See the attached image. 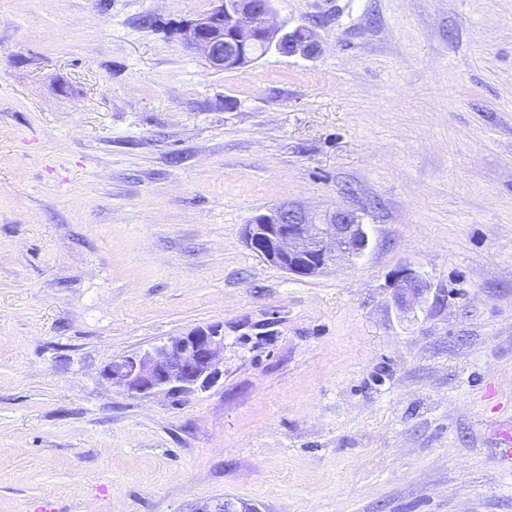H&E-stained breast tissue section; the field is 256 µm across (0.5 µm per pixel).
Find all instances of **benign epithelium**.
Wrapping results in <instances>:
<instances>
[{"label": "benign epithelium", "instance_id": "obj_1", "mask_svg": "<svg viewBox=\"0 0 512 512\" xmlns=\"http://www.w3.org/2000/svg\"><path fill=\"white\" fill-rule=\"evenodd\" d=\"M274 13L270 0H214L208 13L182 29V39L220 70L254 63L272 51L306 58L320 52L312 32L299 39L300 27L276 22ZM244 237L261 259L301 278L316 276L340 261L353 262L369 247L366 225L357 210L315 212L288 201L255 216ZM392 287L397 304L405 308L424 296L430 285L416 271L403 268ZM223 353L222 327H195L159 347L112 360L105 375L131 395L164 390L191 393L220 381ZM194 512L260 510L253 504L217 498Z\"/></svg>", "mask_w": 512, "mask_h": 512}]
</instances>
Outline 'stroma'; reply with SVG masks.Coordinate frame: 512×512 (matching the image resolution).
Here are the masks:
<instances>
[{
  "label": "stroma",
  "instance_id": "35a3bbf8",
  "mask_svg": "<svg viewBox=\"0 0 512 512\" xmlns=\"http://www.w3.org/2000/svg\"><path fill=\"white\" fill-rule=\"evenodd\" d=\"M212 6L0 0V512H512V0H274L320 54L230 71ZM285 201L365 255L265 262ZM213 325L212 388L104 375ZM244 237L261 259L301 278L340 261L358 260L369 247L356 209L315 212L288 201L255 216ZM392 288H395L396 302L402 309L424 296L430 285L416 271L403 268L395 275ZM193 512H260V510L253 504H246L243 501H235L227 498L224 499L223 497L208 501Z\"/></svg>",
  "mask_w": 512,
  "mask_h": 512
}]
</instances>
